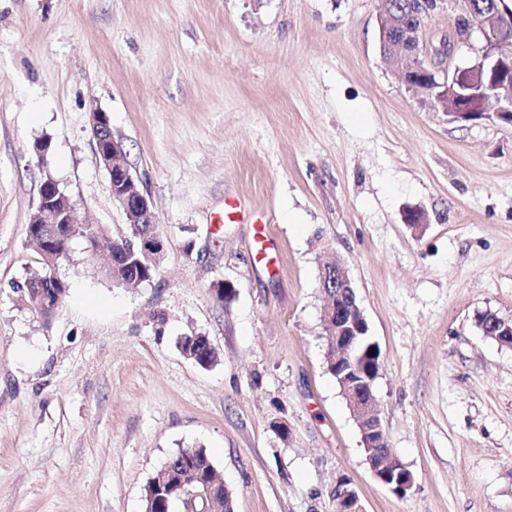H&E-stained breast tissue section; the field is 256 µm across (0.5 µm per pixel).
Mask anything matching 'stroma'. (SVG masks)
Wrapping results in <instances>:
<instances>
[{
    "label": "stroma",
    "mask_w": 512,
    "mask_h": 512,
    "mask_svg": "<svg viewBox=\"0 0 512 512\" xmlns=\"http://www.w3.org/2000/svg\"><path fill=\"white\" fill-rule=\"evenodd\" d=\"M379 7L0 0V512H145L148 482L190 447L234 512H336L343 482L363 512H512V346L477 325L512 319V125L449 122L409 90L381 60ZM96 110L165 241L134 287L102 273L127 225ZM47 174L82 225L46 318L23 285ZM336 261L380 348L403 496L373 476L327 370L319 273ZM191 334L214 364L182 355Z\"/></svg>",
    "instance_id": "stroma-1"
}]
</instances>
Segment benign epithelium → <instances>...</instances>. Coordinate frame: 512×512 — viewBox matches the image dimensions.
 I'll use <instances>...</instances> for the list:
<instances>
[{
	"mask_svg": "<svg viewBox=\"0 0 512 512\" xmlns=\"http://www.w3.org/2000/svg\"><path fill=\"white\" fill-rule=\"evenodd\" d=\"M377 33L381 59L413 90L416 74L436 75L438 79L425 89L434 105L452 122L468 123L492 116L512 125V49L498 36L499 26L512 19V0H490L477 13L473 0H431L429 14L440 10L454 13V23L439 34L436 43L423 45L424 28L419 18L405 26L390 0H379ZM483 37V45L475 59L465 66L450 67V61L460 45L470 41L473 29ZM499 104L494 113L487 111V103ZM95 151L107 172L119 167L117 180L109 181L108 189L113 201L123 211L128 224H153L155 216L150 197L138 188L139 180L123 161V148L112 138V128L104 112L91 113ZM37 210L44 224L81 223L75 207L60 195L56 181L48 179L41 184ZM137 246L142 255L150 257L164 249V240L158 229L137 235ZM320 288L323 293L333 292L336 298L325 302L322 326L328 346L333 351L330 366L359 426L366 461L374 477L390 491L404 495L412 487L413 476L388 448L385 431L375 408L373 385L380 372L379 349L371 359L358 362L357 352L368 338V323L347 270L340 264L322 269ZM29 306L39 314H53L61 299L51 300L30 287L27 290ZM161 484L170 485L178 498L191 499L198 494L179 481L169 471ZM338 512H359L358 496L354 489L341 487L336 494Z\"/></svg>",
	"mask_w": 512,
	"mask_h": 512,
	"instance_id": "1",
	"label": "benign epithelium"
}]
</instances>
